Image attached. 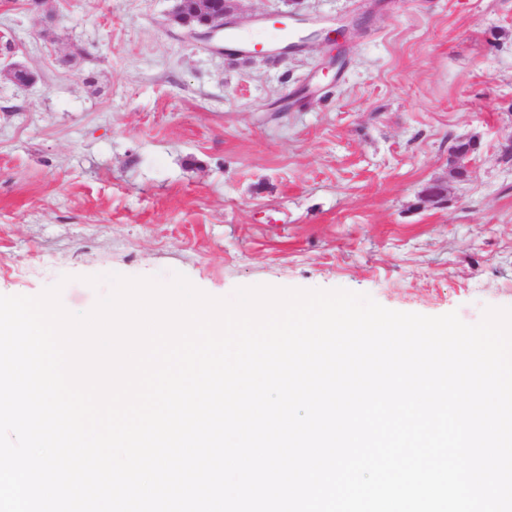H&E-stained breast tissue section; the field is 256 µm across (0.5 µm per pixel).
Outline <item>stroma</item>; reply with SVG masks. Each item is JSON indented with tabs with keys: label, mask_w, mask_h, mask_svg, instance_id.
I'll return each mask as SVG.
<instances>
[{
	"label": "stroma",
	"mask_w": 512,
	"mask_h": 512,
	"mask_svg": "<svg viewBox=\"0 0 512 512\" xmlns=\"http://www.w3.org/2000/svg\"><path fill=\"white\" fill-rule=\"evenodd\" d=\"M174 0H0V294L118 273L208 295L344 288L478 323L512 307V0H239L362 18L338 66L318 42L244 57L172 23ZM33 80L16 84L9 65ZM471 177L422 203L449 147Z\"/></svg>",
	"instance_id": "35a3bbf8"
}]
</instances>
